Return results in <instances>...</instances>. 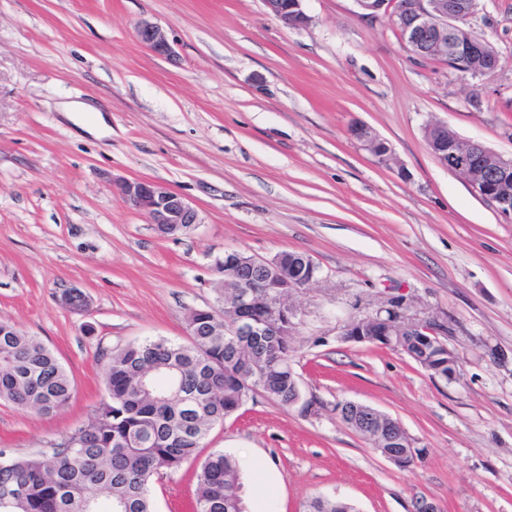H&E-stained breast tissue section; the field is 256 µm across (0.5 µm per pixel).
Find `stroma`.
Masks as SVG:
<instances>
[{
	"instance_id": "1",
	"label": "stroma",
	"mask_w": 512,
	"mask_h": 512,
	"mask_svg": "<svg viewBox=\"0 0 512 512\" xmlns=\"http://www.w3.org/2000/svg\"><path fill=\"white\" fill-rule=\"evenodd\" d=\"M304 6L310 22L293 29L262 0H0V319L52 349L74 385L51 417L0 402V448L33 453L87 421L118 349L188 342L189 312L220 304L225 253L297 251L319 268L288 291L311 408L252 395L200 451L240 461L243 512H304L314 497L512 512V220L424 137L442 122L512 156V0H477L474 27L499 58L484 77L413 56L388 13ZM144 18L173 56L140 46ZM71 100L108 115L111 135H79L59 112ZM134 178L184 196L200 224L158 236L115 189ZM67 288L88 307L64 306ZM394 296L443 328L457 379L344 338ZM344 400L398 420L421 456L402 468L373 450L338 415ZM199 468L155 479V512H186Z\"/></svg>"
}]
</instances>
